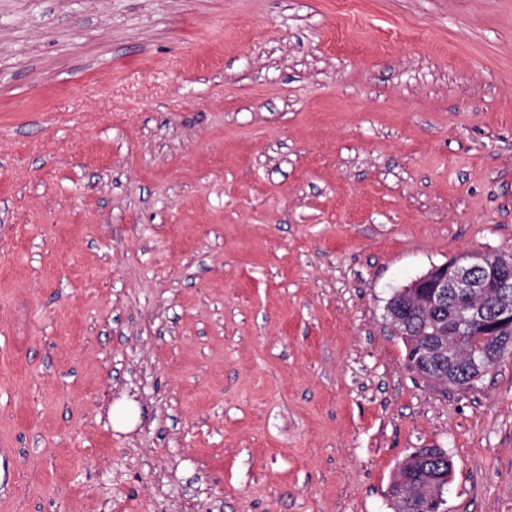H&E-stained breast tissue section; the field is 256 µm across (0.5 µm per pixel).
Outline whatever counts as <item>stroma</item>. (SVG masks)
I'll return each mask as SVG.
<instances>
[{"label":"stroma","instance_id":"1","mask_svg":"<svg viewBox=\"0 0 512 512\" xmlns=\"http://www.w3.org/2000/svg\"><path fill=\"white\" fill-rule=\"evenodd\" d=\"M512 254V0H0V512H512V360L385 306ZM453 461L444 448H415L398 463L388 487L387 497L393 512H439L431 489L447 484Z\"/></svg>","mask_w":512,"mask_h":512}]
</instances>
